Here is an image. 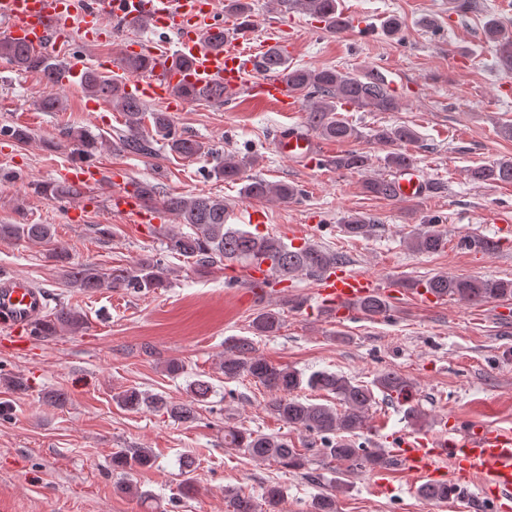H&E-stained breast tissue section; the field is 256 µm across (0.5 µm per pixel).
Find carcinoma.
<instances>
[{"label": "carcinoma", "mask_w": 512, "mask_h": 512, "mask_svg": "<svg viewBox=\"0 0 512 512\" xmlns=\"http://www.w3.org/2000/svg\"><path fill=\"white\" fill-rule=\"evenodd\" d=\"M280 8L302 11L324 22L327 31L334 35L345 34L352 26L351 20L341 8L340 0H274ZM226 11L239 20L244 28L252 26L251 0H224ZM485 39L493 44L497 66L512 73V34L507 33L493 16H488L484 26ZM0 57L16 69L35 71L51 86L62 82L64 67L61 62L43 52L34 51L8 40L0 41ZM256 67L261 72L281 74L288 83L289 91L310 101L306 112V124L321 138L339 143L354 142L362 138L358 127L343 113L350 106L369 112H394L399 100L389 87L385 76L376 68L359 71H342L335 67L307 68L288 64V53L281 45L269 47L259 58ZM83 87L89 94L112 101L124 118V128L117 131L112 147L122 153L140 156L156 152L155 144L182 158L210 156L214 166L212 175L227 184L240 185L239 193L246 199H296L300 190L287 182H269L260 177L244 176V168L250 164L245 158L221 156L204 141L183 137L173 129L170 115L162 111H147L145 105L124 93V84L116 79L87 69ZM178 96L192 102H222L224 87L175 88ZM150 118L152 135L145 134V118ZM76 146L77 157L85 160L94 155L98 138L85 131L68 133ZM375 144L382 146L388 174L364 180L362 189L369 196L385 200L397 199L394 179L390 174L414 164V156L406 146L418 141L417 132L409 125L381 126L373 131ZM338 171H362L369 165V156L359 149L346 150L329 160ZM468 180L474 185L512 184V157L468 169ZM144 202L172 215L177 222L189 228L183 232L173 228L161 229L168 250L192 263L197 272L211 269L223 262H236L248 267L256 260L271 262L275 281L282 283L298 276L319 279L329 270L344 263V256L334 250L307 242L299 247L281 238L253 233L228 223L229 210L224 200L199 193L160 195L144 182L135 184ZM35 190L50 198L69 196L75 189L68 184L47 183L35 185ZM375 221L361 214L343 218L341 230L348 237H366ZM13 239L48 243L52 245L49 257L65 265L64 277L72 288L85 294L103 288H121L136 294L153 293L170 284L172 269L151 256L141 258L134 265L102 272L89 264L70 261L68 249L55 239L50 224H0V239ZM447 244L443 232L435 224H425L410 238L411 251L420 254H436ZM465 250L493 251L496 242L481 236H466L459 241ZM439 300L452 299L466 305H479L490 299L512 300V279H482L450 276L438 272L425 280L415 282ZM357 309L369 319L384 317L389 311L385 296L372 294L357 303ZM84 316L76 309L60 306L49 319H42L30 326L29 334L35 338L54 336L63 328L75 332L83 328ZM279 314L262 312L253 320V328L260 336H272L280 328ZM220 369L227 379L242 375L270 392L267 409L277 420L290 428L303 430L317 436L325 453L331 459L348 466H359L371 471L387 466L385 449L369 448L353 440L367 429V412L376 403L375 391L393 402L407 404L405 418L418 428L427 424V414L410 403L413 383L395 370L379 372L371 384L365 385L337 372L314 371L308 375L294 368L275 365L255 354L252 340L229 338L224 341V358ZM334 396L339 407L315 403L300 395L303 388ZM192 400L176 403L161 394L126 389L114 396L116 403L126 409L162 412L175 421L188 422L197 419L200 405L206 402L211 385L197 379L190 385ZM224 447L238 449L251 458L272 460L288 470L305 467V457L288 439L253 431L243 426L224 427ZM155 455L149 448H128L112 455V471L123 474L150 468ZM184 479L179 484V496L187 498L195 492L191 477V462L182 461ZM322 493L313 498L309 512H337L336 493ZM417 494L427 502L441 503L454 497V489L446 482L421 485ZM227 512H256L250 496L234 488H224Z\"/></svg>", "instance_id": "obj_1"}]
</instances>
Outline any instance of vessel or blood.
I'll return each instance as SVG.
<instances>
[{"instance_id": "b4317fda", "label": "vessel or blood", "mask_w": 512, "mask_h": 512, "mask_svg": "<svg viewBox=\"0 0 512 512\" xmlns=\"http://www.w3.org/2000/svg\"><path fill=\"white\" fill-rule=\"evenodd\" d=\"M0 18L7 22L5 35L10 41L63 56L70 80L81 78L88 67L84 47L111 42L119 30L146 23L165 36L175 37L178 51H149L152 72L128 84L132 96L168 108L176 98V86L220 84L230 101L242 96L284 112L297 107L282 77L257 72L258 51L232 34L231 22L218 0H0ZM217 34L224 37L223 49L206 47L204 36ZM275 148L290 158L315 151L313 140L295 126L281 130ZM59 177L73 185H89L98 181L99 171L95 165L82 163L61 171ZM395 181L402 198L418 197L426 190L425 181L412 167L399 172ZM112 209L140 224L162 221L158 209L146 206L134 195L115 193ZM247 280L252 292L271 293L269 262H256ZM379 288L378 281L341 267L318 280L316 293L328 310L354 317L358 314L357 301ZM45 306L44 292L26 277L13 274L0 278V322L13 327L15 345L25 344L24 330L41 316ZM391 455L413 478L427 483L449 481L459 496H466L471 485H479L481 499L497 510L512 498V428L456 418L451 432L402 436Z\"/></svg>"}]
</instances>
